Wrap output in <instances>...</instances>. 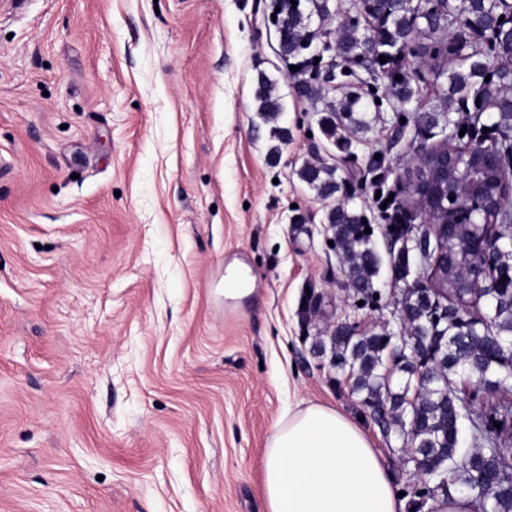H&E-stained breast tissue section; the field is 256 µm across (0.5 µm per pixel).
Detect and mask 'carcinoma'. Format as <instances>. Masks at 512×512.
Wrapping results in <instances>:
<instances>
[{"mask_svg": "<svg viewBox=\"0 0 512 512\" xmlns=\"http://www.w3.org/2000/svg\"><path fill=\"white\" fill-rule=\"evenodd\" d=\"M410 8L408 0L269 5L279 54L298 67L290 72L294 88L314 104L322 135L343 161L358 160L359 134L373 131L384 111L394 132L389 148L410 130L435 128L448 133L450 147L448 177L435 174L442 145H424L414 180L392 197L380 195L392 269L405 280L420 258L433 287L403 289L399 331L363 332L346 318L313 347L347 373L360 404L382 412L386 433L427 469L406 494L421 504L466 496L477 512H512V426L489 428L479 411L512 394V206L490 210V198L512 185V0H426L421 12ZM370 42L377 52L368 58ZM321 46L339 59L327 79L312 56ZM255 99L267 123L283 110L277 83L262 71ZM365 170L382 187L385 155H369ZM297 176L319 197L336 199L324 217L331 250L353 308L372 305L381 259L375 232L365 233L372 219L357 206L352 173L319 158ZM431 211L440 223L426 226ZM489 236L500 246L491 281L473 288L465 271L488 261L477 244ZM414 358L427 359L419 374Z\"/></svg>", "mask_w": 512, "mask_h": 512, "instance_id": "obj_1", "label": "carcinoma"}]
</instances>
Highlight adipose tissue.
<instances>
[{
    "label": "adipose tissue",
    "mask_w": 512,
    "mask_h": 512,
    "mask_svg": "<svg viewBox=\"0 0 512 512\" xmlns=\"http://www.w3.org/2000/svg\"><path fill=\"white\" fill-rule=\"evenodd\" d=\"M265 512H403L363 430L336 408L305 403L273 425L260 454Z\"/></svg>",
    "instance_id": "ef3b65f1"
}]
</instances>
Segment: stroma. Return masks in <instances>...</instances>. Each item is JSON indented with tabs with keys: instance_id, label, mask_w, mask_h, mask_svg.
I'll return each mask as SVG.
<instances>
[{
	"instance_id": "stroma-1",
	"label": "stroma",
	"mask_w": 512,
	"mask_h": 512,
	"mask_svg": "<svg viewBox=\"0 0 512 512\" xmlns=\"http://www.w3.org/2000/svg\"><path fill=\"white\" fill-rule=\"evenodd\" d=\"M268 2L0 0V512H264V441L302 399L359 421L410 484L312 347L348 315L397 328L402 285L384 259L380 301L352 308L330 203L296 176L326 143ZM235 261L255 291L228 303ZM255 99L257 112L266 123L275 121L283 110V98L277 90V83L262 71L257 75Z\"/></svg>"
}]
</instances>
